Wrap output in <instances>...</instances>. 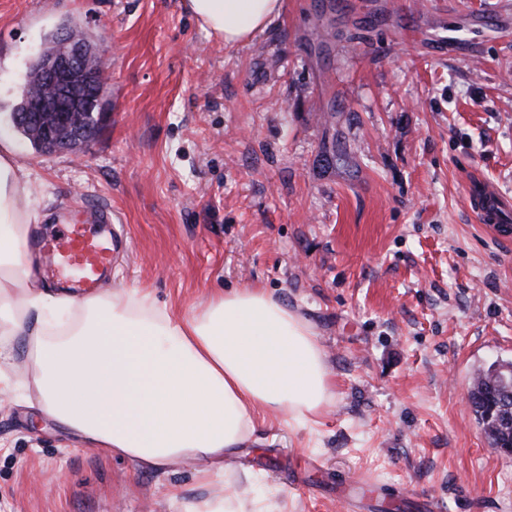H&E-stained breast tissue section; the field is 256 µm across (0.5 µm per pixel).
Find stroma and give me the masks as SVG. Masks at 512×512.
I'll return each mask as SVG.
<instances>
[{
  "mask_svg": "<svg viewBox=\"0 0 512 512\" xmlns=\"http://www.w3.org/2000/svg\"><path fill=\"white\" fill-rule=\"evenodd\" d=\"M63 27L105 58L111 118L44 154L10 116ZM0 139L34 179V234L111 208L103 291L186 315L265 289L311 323L334 384L312 424L258 418L208 486L81 445L19 390L0 404V512H182L228 487L272 512H341L353 488L358 512H512V455L468 399L512 361V232L469 203L512 204V0H286L234 48L182 0H0Z\"/></svg>",
  "mask_w": 512,
  "mask_h": 512,
  "instance_id": "stroma-1",
  "label": "stroma"
}]
</instances>
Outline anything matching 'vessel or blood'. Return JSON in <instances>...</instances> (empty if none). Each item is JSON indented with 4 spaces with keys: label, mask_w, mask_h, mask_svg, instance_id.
<instances>
[{
    "label": "vessel or blood",
    "mask_w": 512,
    "mask_h": 512,
    "mask_svg": "<svg viewBox=\"0 0 512 512\" xmlns=\"http://www.w3.org/2000/svg\"><path fill=\"white\" fill-rule=\"evenodd\" d=\"M87 214L89 219L84 223L62 217L57 235L35 243L48 279L76 295L95 293L102 272L112 266V238L98 230L99 225L111 223L112 211L91 207Z\"/></svg>",
    "instance_id": "1"
}]
</instances>
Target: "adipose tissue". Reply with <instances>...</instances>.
<instances>
[{
	"label": "adipose tissue",
	"mask_w": 512,
	"mask_h": 512,
	"mask_svg": "<svg viewBox=\"0 0 512 512\" xmlns=\"http://www.w3.org/2000/svg\"><path fill=\"white\" fill-rule=\"evenodd\" d=\"M208 35L250 43L285 0H184ZM31 174L0 150V398L25 347L33 393L56 424L94 449L167 472L197 465L199 485L223 473L263 413L304 426L334 397L312 325L262 288L215 290L178 315L150 289L78 299L37 285L26 252L40 215Z\"/></svg>",
	"instance_id": "1"
}]
</instances>
